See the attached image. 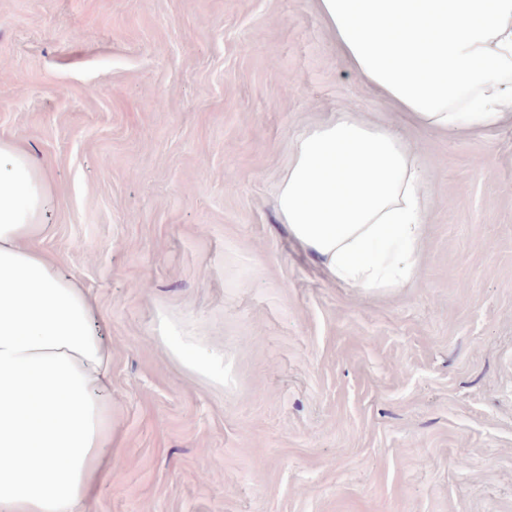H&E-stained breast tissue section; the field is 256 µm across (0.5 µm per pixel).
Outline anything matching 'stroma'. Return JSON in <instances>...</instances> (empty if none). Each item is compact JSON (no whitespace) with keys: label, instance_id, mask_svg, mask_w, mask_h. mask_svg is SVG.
<instances>
[{"label":"stroma","instance_id":"obj_1","mask_svg":"<svg viewBox=\"0 0 512 512\" xmlns=\"http://www.w3.org/2000/svg\"><path fill=\"white\" fill-rule=\"evenodd\" d=\"M351 109L430 198L413 281L326 280L288 236L291 146ZM0 139L46 167L42 247L112 347L84 512H512V125L413 126L315 0H0ZM224 350L189 373L158 316Z\"/></svg>","mask_w":512,"mask_h":512}]
</instances>
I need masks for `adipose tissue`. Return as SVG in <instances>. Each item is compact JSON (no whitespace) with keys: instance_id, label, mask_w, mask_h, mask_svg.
I'll return each mask as SVG.
<instances>
[{"instance_id":"1","label":"adipose tissue","mask_w":512,"mask_h":512,"mask_svg":"<svg viewBox=\"0 0 512 512\" xmlns=\"http://www.w3.org/2000/svg\"><path fill=\"white\" fill-rule=\"evenodd\" d=\"M349 70L419 125L487 132L512 122V0H316ZM50 176L0 140V512H82L112 465V348L91 293L40 243ZM430 200L416 151L345 111L297 139L278 209L334 284L406 286ZM168 355L215 386L224 352L159 317Z\"/></svg>"}]
</instances>
